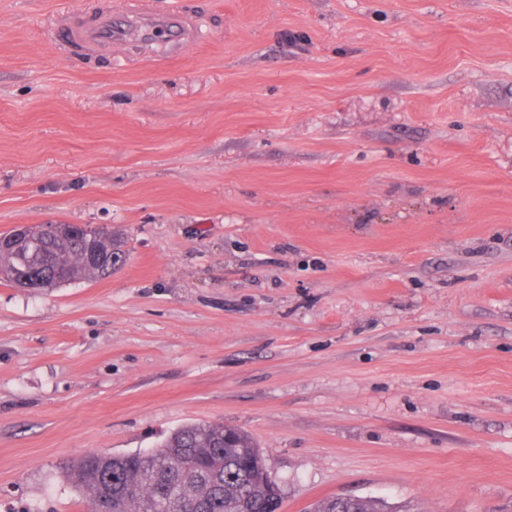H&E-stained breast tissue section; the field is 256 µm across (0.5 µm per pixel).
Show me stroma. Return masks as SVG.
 <instances>
[{
    "mask_svg": "<svg viewBox=\"0 0 512 512\" xmlns=\"http://www.w3.org/2000/svg\"><path fill=\"white\" fill-rule=\"evenodd\" d=\"M202 39L72 52L0 0V234L108 224L109 277L0 281V512L188 423L281 512H512V0H148ZM385 502L370 497H332L314 504L309 512H392Z\"/></svg>",
    "mask_w": 512,
    "mask_h": 512,
    "instance_id": "35a3bbf8",
    "label": "stroma"
}]
</instances>
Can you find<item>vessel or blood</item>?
<instances>
[{
	"mask_svg": "<svg viewBox=\"0 0 512 512\" xmlns=\"http://www.w3.org/2000/svg\"><path fill=\"white\" fill-rule=\"evenodd\" d=\"M197 29L196 22L180 12L157 14L142 0H131L117 17L108 11L75 17L59 37L77 51H108L134 45L152 55H167L182 50L188 35Z\"/></svg>",
	"mask_w": 512,
	"mask_h": 512,
	"instance_id": "b4317fda",
	"label": "vessel or blood"
}]
</instances>
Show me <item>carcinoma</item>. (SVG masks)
<instances>
[{"label":"carcinoma","mask_w":512,"mask_h":512,"mask_svg":"<svg viewBox=\"0 0 512 512\" xmlns=\"http://www.w3.org/2000/svg\"><path fill=\"white\" fill-rule=\"evenodd\" d=\"M95 248L105 265L87 259L78 229L64 237L45 240L36 250L16 251L6 258V280L18 287L28 282L70 284L106 276L107 265L117 267L126 258L124 241L99 238ZM64 476L85 497L87 512H98L105 480L125 487L112 502V512H265L267 502L281 492L265 465V457L247 432L222 424H188L147 451L112 457L101 468L85 455L65 464ZM309 512H392L385 502L370 497H332L314 504Z\"/></svg>","instance_id":"1"}]
</instances>
